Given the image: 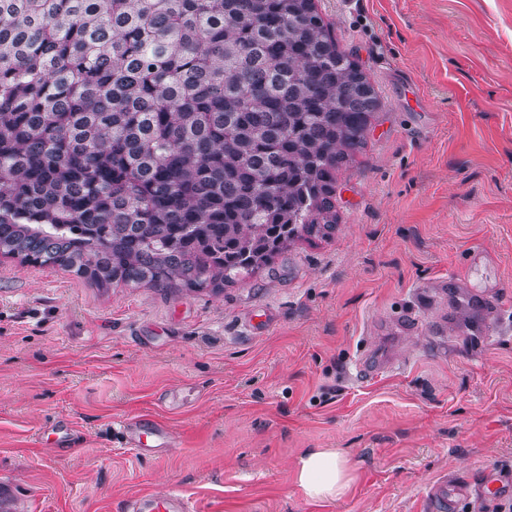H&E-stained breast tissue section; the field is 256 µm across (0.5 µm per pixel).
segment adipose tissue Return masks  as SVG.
<instances>
[{
  "label": "adipose tissue",
  "mask_w": 512,
  "mask_h": 512,
  "mask_svg": "<svg viewBox=\"0 0 512 512\" xmlns=\"http://www.w3.org/2000/svg\"><path fill=\"white\" fill-rule=\"evenodd\" d=\"M296 481L312 501L340 498L349 485V466L345 456L332 448H307L298 456Z\"/></svg>",
  "instance_id": "obj_1"
}]
</instances>
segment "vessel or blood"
I'll list each match as a JSON object with an SVG mask.
<instances>
[{"label": "vessel or blood", "mask_w": 512, "mask_h": 512, "mask_svg": "<svg viewBox=\"0 0 512 512\" xmlns=\"http://www.w3.org/2000/svg\"><path fill=\"white\" fill-rule=\"evenodd\" d=\"M512 496V469L486 465L484 480L478 484L457 482L440 478L434 482L426 495L432 512H456L458 505L478 503L490 498ZM133 512H194L191 502L179 493L164 498L138 496L131 502Z\"/></svg>", "instance_id": "b4317fda"}]
</instances>
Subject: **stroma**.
Segmentation results:
<instances>
[{
    "label": "stroma",
    "instance_id": "stroma-1",
    "mask_svg": "<svg viewBox=\"0 0 512 512\" xmlns=\"http://www.w3.org/2000/svg\"><path fill=\"white\" fill-rule=\"evenodd\" d=\"M381 100L339 222L218 291L102 288L0 257L11 512H428L512 469V0H319ZM177 445L130 451L121 421ZM307 448L352 482L312 501ZM297 485L312 501L340 498L349 485V466L345 456L332 448H307L296 463ZM512 496V469H502L488 464L484 481L479 484L457 482L444 476L428 489V506L437 511L456 512L462 503H478L492 497L499 499ZM132 512L148 509V512H193L191 502L174 492L165 498L153 496H138L131 501Z\"/></svg>",
    "mask_w": 512,
    "mask_h": 512
}]
</instances>
